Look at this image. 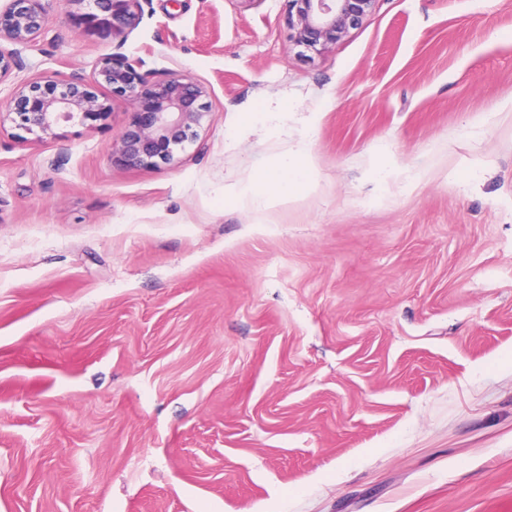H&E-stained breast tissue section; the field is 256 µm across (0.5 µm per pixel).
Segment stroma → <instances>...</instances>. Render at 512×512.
Instances as JSON below:
<instances>
[{"label":"stroma","mask_w":512,"mask_h":512,"mask_svg":"<svg viewBox=\"0 0 512 512\" xmlns=\"http://www.w3.org/2000/svg\"><path fill=\"white\" fill-rule=\"evenodd\" d=\"M287 13L146 5L124 53L209 90L171 163L112 165L122 104L0 129V512H512V0L324 53ZM110 51L56 13L0 100ZM301 145L289 202L225 200Z\"/></svg>","instance_id":"1"}]
</instances>
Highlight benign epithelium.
I'll list each match as a JSON object with an SVG mask.
<instances>
[{
	"mask_svg": "<svg viewBox=\"0 0 512 512\" xmlns=\"http://www.w3.org/2000/svg\"><path fill=\"white\" fill-rule=\"evenodd\" d=\"M72 31L87 40L106 41L112 52L95 63L89 75H43L16 86L0 113V127L10 122L15 136L26 140L54 134L62 125L105 121L122 103L129 121L121 139L111 144L112 164L123 168H155L174 159L197 138L207 112V88L179 72L142 70L144 62L121 52L141 23L145 0H65ZM376 0H289L288 37L320 53L336 44L373 10ZM57 0H7L0 8V83L24 69L19 47L36 42Z\"/></svg>",
	"mask_w": 512,
	"mask_h": 512,
	"instance_id": "benign-epithelium-1",
	"label": "benign epithelium"
}]
</instances>
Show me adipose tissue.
<instances>
[{
	"label": "adipose tissue",
	"instance_id": "adipose-tissue-1",
	"mask_svg": "<svg viewBox=\"0 0 512 512\" xmlns=\"http://www.w3.org/2000/svg\"><path fill=\"white\" fill-rule=\"evenodd\" d=\"M311 166L312 160L305 149L285 152L256 185L240 189L238 196L243 204L264 211L273 201H288L297 187L307 183Z\"/></svg>",
	"mask_w": 512,
	"mask_h": 512
}]
</instances>
